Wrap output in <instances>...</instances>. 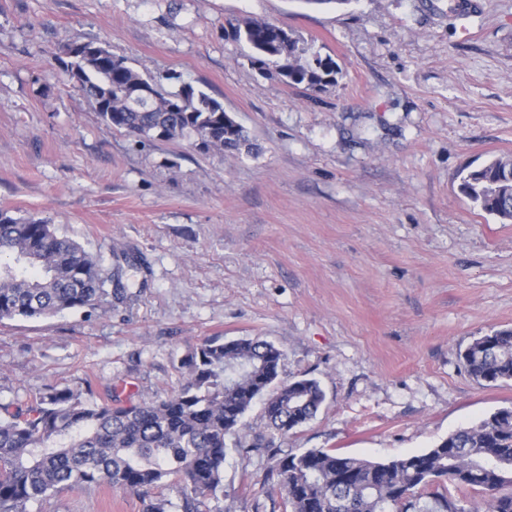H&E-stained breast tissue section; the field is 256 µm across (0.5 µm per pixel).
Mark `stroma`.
Instances as JSON below:
<instances>
[{"label":"stroma","mask_w":512,"mask_h":512,"mask_svg":"<svg viewBox=\"0 0 512 512\" xmlns=\"http://www.w3.org/2000/svg\"><path fill=\"white\" fill-rule=\"evenodd\" d=\"M0 0V209L53 224L131 298L0 320V403L49 384L162 399L204 341L259 338L281 380L316 379L282 453L374 460L432 448L512 406L461 354L512 327V221L463 177L512 159V0ZM267 20L331 59L334 82L271 78L232 28ZM94 42L160 90L192 84L245 130L233 152L137 142L105 125L57 59ZM266 454L227 449L200 512H285ZM106 486L30 512H144Z\"/></svg>","instance_id":"1"}]
</instances>
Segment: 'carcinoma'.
Listing matches in <instances>:
<instances>
[{
	"mask_svg": "<svg viewBox=\"0 0 512 512\" xmlns=\"http://www.w3.org/2000/svg\"><path fill=\"white\" fill-rule=\"evenodd\" d=\"M237 35L272 65L271 75L289 85L319 87L335 80L330 63L293 38L283 43L276 24L249 20ZM70 80L92 101L102 121L128 135L151 140L205 138V149L237 151L243 128L223 106L192 85L181 108L167 98L137 97L157 81L133 70L126 59L86 43L59 59ZM507 172L501 160L470 172L463 191L502 220L512 200L497 192ZM123 270L102 276L96 257L53 225L0 210V320L48 317L95 308L100 298L128 297ZM283 353L259 339L207 340L181 362L188 377L166 398L126 403L93 399L92 390L46 386L25 406L0 404V512H29L51 493L108 485L147 501L146 512H166L151 491L168 480L185 498V512L223 491L228 440L244 438L243 419L258 400L270 434L252 444L267 450L271 476L286 494L288 512H472L465 493L488 495L489 512H512V409L501 408L461 428L433 448L387 461L338 455L323 448L280 455L276 439L310 421L325 401L313 378L281 383ZM468 374L487 386L512 381V329L475 339L464 351Z\"/></svg>",
	"mask_w": 512,
	"mask_h": 512,
	"instance_id": "cac0c4a2",
	"label": "carcinoma"
}]
</instances>
